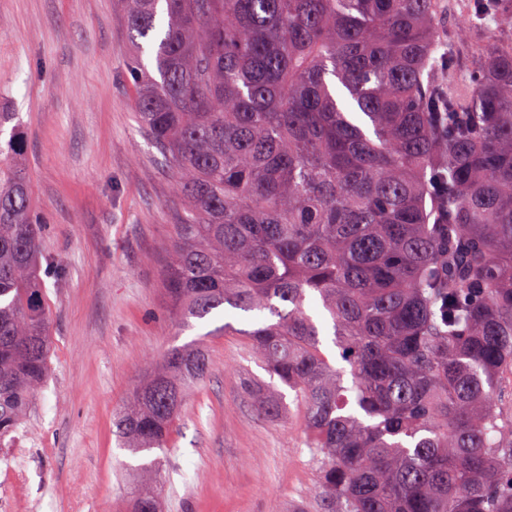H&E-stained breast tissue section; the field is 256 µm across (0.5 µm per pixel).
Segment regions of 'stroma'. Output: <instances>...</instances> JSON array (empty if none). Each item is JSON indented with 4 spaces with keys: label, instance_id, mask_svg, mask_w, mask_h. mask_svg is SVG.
<instances>
[{
    "label": "stroma",
    "instance_id": "stroma-1",
    "mask_svg": "<svg viewBox=\"0 0 512 512\" xmlns=\"http://www.w3.org/2000/svg\"><path fill=\"white\" fill-rule=\"evenodd\" d=\"M119 0H0V112L18 115L41 219L52 353L18 431L0 442V512H130L139 457L114 414L167 347L202 340L162 466L164 512H303L317 470L302 412L258 413L269 381L226 309L169 318L166 248L183 204L136 117Z\"/></svg>",
    "mask_w": 512,
    "mask_h": 512
}]
</instances>
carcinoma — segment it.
Wrapping results in <instances>:
<instances>
[{"mask_svg": "<svg viewBox=\"0 0 512 512\" xmlns=\"http://www.w3.org/2000/svg\"><path fill=\"white\" fill-rule=\"evenodd\" d=\"M138 119L170 169L165 293L181 326L228 305L303 409L316 512H512V12L461 0H121ZM492 19L509 33L485 44ZM469 66L458 76V53ZM149 52L155 72L142 61ZM0 166V440L47 378L40 242L11 129ZM329 315L343 365L306 306ZM198 341L117 413L160 512L162 457Z\"/></svg>", "mask_w": 512, "mask_h": 512, "instance_id": "1", "label": "carcinoma"}]
</instances>
